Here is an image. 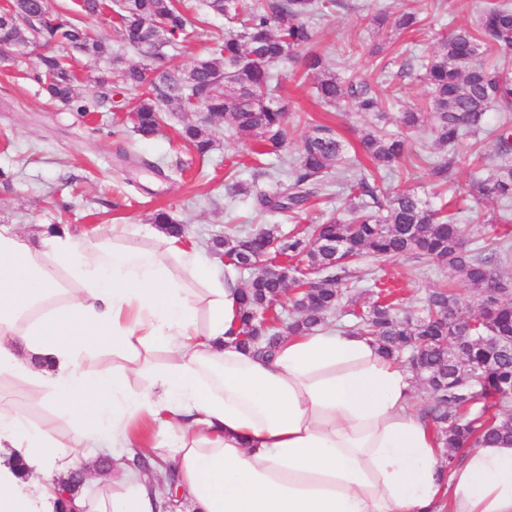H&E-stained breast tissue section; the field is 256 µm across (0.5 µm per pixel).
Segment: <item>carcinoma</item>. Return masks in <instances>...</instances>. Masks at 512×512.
I'll use <instances>...</instances> for the list:
<instances>
[{
  "label": "carcinoma",
  "mask_w": 512,
  "mask_h": 512,
  "mask_svg": "<svg viewBox=\"0 0 512 512\" xmlns=\"http://www.w3.org/2000/svg\"><path fill=\"white\" fill-rule=\"evenodd\" d=\"M336 5V0H203L207 11L228 17L244 16L241 30L224 36L212 57L181 68L164 51L160 41L148 69L127 65L112 56V45L92 34L84 22L61 13L45 16L37 0H10L0 12V49L21 54L40 44L51 52L40 56L48 96L59 103L74 100L77 77L68 60L83 56L109 58L112 71L98 81L91 102L79 107L101 109L112 99V88L131 92L135 102L129 112L136 131L154 136L164 108L183 111L199 108L222 117L238 134L262 142L261 154L284 148L288 103L278 96L279 83L271 62L301 60L305 70L317 75L318 98L352 112L384 117L382 100L364 82L344 80L324 65V55L312 50V20ZM124 43L133 51L159 31L184 36L201 20L187 15L179 0H112L110 6ZM369 24L381 31L413 30L419 20L405 12L374 15ZM512 52V4L489 0L470 27H458L440 37L427 57H411L400 73L416 69L430 88L429 100L400 115V130L389 134L378 124L358 131L359 151L373 168L350 175L356 158L349 145L330 126L316 124L302 141L298 156L287 166V178L273 181L269 190L235 186L234 193L255 201L262 212L298 213L308 201L336 182L350 191L353 202L333 211L317 226L318 235L306 230L281 232L276 225L243 235L232 231L213 241L224 249L228 264L253 274L240 289L239 345L263 344L271 357L282 331L301 333L330 324L342 301L356 304L345 285L352 260L369 255L396 259L413 257L422 263L448 268V279L458 278L480 290L481 300L472 314L463 312V299L454 288L443 286L428 296L421 317L398 314L399 300L382 288L365 311L356 315L353 330L373 340L385 355L399 358L408 352L409 368L422 385L429 405L426 416L444 438V447L475 446L491 439L512 440V281L494 267L512 261V245L492 239L473 250L466 248L467 230L457 213L433 208L413 189L382 192L376 172L389 170L402 157L409 134L429 122L435 140L448 147V156L426 160L432 183L448 182V170L462 155L475 154L470 139L488 131L492 112L506 114L495 129L497 151L485 158L488 174L473 182L470 192L478 200L504 203L499 220H512V70L484 62L490 48ZM182 138L201 157L214 147L216 136L207 125L186 122ZM278 241L276 254L298 259L306 270L286 265H257L256 255ZM291 287L299 292L288 298V317L274 310L269 326L259 329L257 316L274 296Z\"/></svg>",
  "instance_id": "1"
}]
</instances>
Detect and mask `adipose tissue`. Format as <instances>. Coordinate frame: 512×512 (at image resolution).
<instances>
[{"label": "adipose tissue", "mask_w": 512, "mask_h": 512, "mask_svg": "<svg viewBox=\"0 0 512 512\" xmlns=\"http://www.w3.org/2000/svg\"><path fill=\"white\" fill-rule=\"evenodd\" d=\"M128 234L0 224V376L73 425L66 439L0 405V512H55L52 472L90 448L146 447L149 424L171 433L157 468L176 470L189 512H512V441L442 468L411 373L368 337L320 327L271 358L244 349L219 265L186 236L149 228L155 246L135 247ZM107 484L77 494V512L162 506L129 464Z\"/></svg>", "instance_id": "ef3b65f1"}]
</instances>
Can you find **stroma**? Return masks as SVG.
<instances>
[{"instance_id":"35a3bbf8","label":"stroma","mask_w":512,"mask_h":512,"mask_svg":"<svg viewBox=\"0 0 512 512\" xmlns=\"http://www.w3.org/2000/svg\"><path fill=\"white\" fill-rule=\"evenodd\" d=\"M485 0H337L333 11L315 19V51L324 54L325 64L341 75L367 82L384 101L388 130H396L400 112L426 100L428 89L418 72L394 80H383V65L398 69V53L406 35L390 33L385 50L372 55L378 38L369 19L378 12H418L422 29L414 33L421 54H428L436 39L451 27L472 25ZM240 23L223 16L208 15L202 30L192 37L176 39L166 48L176 63L188 67L206 57L215 41L236 32ZM38 55L30 53L0 58V224L68 225L78 230L110 227L114 224L142 225L160 209L169 211L184 227L186 237L200 248L205 261L216 258L213 238L230 228L279 225L282 230L306 227L319 221L323 209L349 205L346 186L334 185L319 205L305 211L298 220L257 211L250 198L232 196L234 183H256L266 187L258 174L255 149L258 142L221 128L217 143L207 157H199L181 139L182 113L162 115L159 132L141 137L127 116L130 96L114 94L111 103L97 112L83 113L85 104L98 89V80L112 68L107 59L72 60L78 76L76 102L58 106L48 101L35 79ZM281 95L293 112L287 127L286 155L296 149L312 124L331 125L346 141L370 118L339 107L320 103L315 97L314 76L295 64H276ZM434 144L429 127L415 131L397 166L379 185L386 192L413 188L431 202H456L459 218L467 227L468 240L495 232H512V222L495 223L500 214L497 201L478 202L469 186L479 172L469 161L456 163L444 187L433 185L423 162L427 156L444 155ZM360 301H367V289L379 279L396 289L404 313L422 314L428 294L448 277L446 268L425 265L405 257L396 261L367 259L356 266Z\"/></svg>"}]
</instances>
